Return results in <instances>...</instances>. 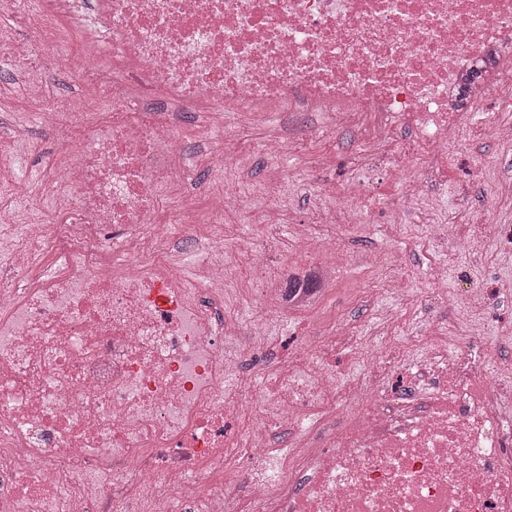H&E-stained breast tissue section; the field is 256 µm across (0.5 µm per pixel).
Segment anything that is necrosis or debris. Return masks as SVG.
Instances as JSON below:
<instances>
[{"instance_id":"1","label":"necrosis or debris","mask_w":512,"mask_h":512,"mask_svg":"<svg viewBox=\"0 0 512 512\" xmlns=\"http://www.w3.org/2000/svg\"><path fill=\"white\" fill-rule=\"evenodd\" d=\"M86 3L0 0L37 33L0 34L1 52L65 62L78 41L85 61L80 103L37 115L61 146L46 220L16 232L28 186L0 185V512H512V362L487 372L478 337L435 333L397 380L389 321L363 378L337 386L323 360L352 347L345 328L286 350L266 318L312 307L346 254L320 260L321 236L302 238L303 265L225 254L215 227L246 184L202 210L190 192L200 167L241 161L227 112H317L323 139L379 115L383 139L453 142L480 107L475 64L490 86L505 73L512 0ZM239 273L262 309L243 325L224 307Z\"/></svg>"}]
</instances>
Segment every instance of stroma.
I'll return each mask as SVG.
<instances>
[{
  "mask_svg": "<svg viewBox=\"0 0 512 512\" xmlns=\"http://www.w3.org/2000/svg\"><path fill=\"white\" fill-rule=\"evenodd\" d=\"M57 63L46 58L41 69L49 92L40 107L58 106L62 99L76 96L80 59L68 62L64 78L56 76ZM512 96V85L494 86L482 99V107L471 113L460 129L455 145L439 150L435 161L437 179L424 190L419 210L403 213L401 196L408 179L428 159L409 151L414 133L400 128L395 136L401 146L394 159L376 151L368 128H337L327 139L313 138L319 121L312 112L279 115L284 129L309 134L304 154L274 161L258 151L263 127L242 130L250 151L239 175L251 188L249 208L244 215L224 220V245L232 248L247 242L266 250L273 263L296 256V234L303 226L338 240L352 255L353 268L334 291L314 308L288 318H272L275 336L295 344L306 325L313 321H337L357 335H375L382 315L398 316L396 333L403 339L424 336L431 320L455 319L447 306L423 308L417 300L431 285L435 272H443L444 286L455 289L462 276H475L485 288L491 303L480 317L483 351L493 358H512V349H497L493 342L501 327H512V144L495 139L491 127L512 125V111L501 107L502 99ZM38 107L20 100L0 102V178L33 183L41 178V154L58 152L56 140L38 128ZM281 169L284 182L275 200L287 213L288 221L276 235H269L257 217L268 201L261 192L273 169ZM355 183L366 198L368 216L354 228L319 224L317 212L339 197L347 183ZM434 224H458L464 232L479 227L477 246L467 238L436 241L430 235ZM390 250L402 251L407 265L402 271L405 285L412 290L408 299L381 297L365 304V289L380 287L383 270L373 268V256Z\"/></svg>",
  "mask_w": 512,
  "mask_h": 512,
  "instance_id": "1",
  "label": "stroma"
}]
</instances>
